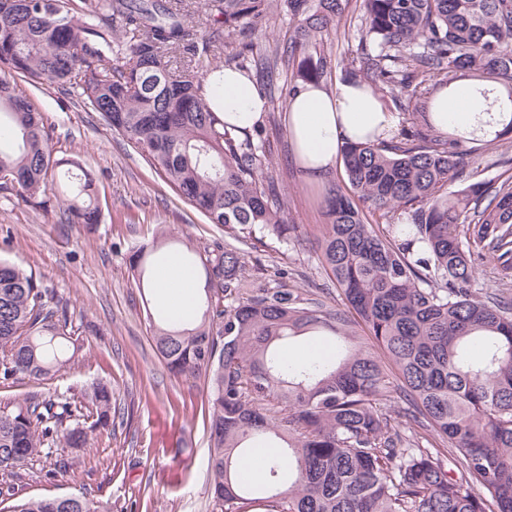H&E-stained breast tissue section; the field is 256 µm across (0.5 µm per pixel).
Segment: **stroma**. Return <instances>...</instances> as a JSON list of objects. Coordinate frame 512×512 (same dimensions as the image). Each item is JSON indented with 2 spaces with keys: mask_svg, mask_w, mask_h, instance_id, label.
Wrapping results in <instances>:
<instances>
[{
  "mask_svg": "<svg viewBox=\"0 0 512 512\" xmlns=\"http://www.w3.org/2000/svg\"><path fill=\"white\" fill-rule=\"evenodd\" d=\"M290 72L277 66L266 94L274 108L265 118L278 165L274 176L288 195L289 223L297 239L250 249L242 285L272 286L276 269H288L283 285L339 306L336 288L319 268L316 234L325 223L323 185L307 182L289 139L284 100ZM44 117L57 157L79 160L94 177L101 210L94 226L60 223L15 194L0 191V258L36 276L49 305L66 310L80 332L70 369L40 384L25 376L0 382V404L51 390L78 393L111 384L125 415L91 447L63 448L32 462L9 484L16 498L82 495L107 512H211L207 481V376H176L156 356L152 324L160 314L148 289L128 265L136 248L151 245L159 228L190 242L199 253L224 243L223 227L184 203L150 163L80 99L59 88L37 89L12 79ZM58 468L55 479L43 470Z\"/></svg>",
  "mask_w": 512,
  "mask_h": 512,
  "instance_id": "1",
  "label": "stroma"
}]
</instances>
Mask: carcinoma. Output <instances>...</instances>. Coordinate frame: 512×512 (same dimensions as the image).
Returning a JSON list of instances; mask_svg holds the SVG:
<instances>
[{
	"instance_id": "1",
	"label": "carcinoma",
	"mask_w": 512,
	"mask_h": 512,
	"mask_svg": "<svg viewBox=\"0 0 512 512\" xmlns=\"http://www.w3.org/2000/svg\"><path fill=\"white\" fill-rule=\"evenodd\" d=\"M352 0H0V68L36 88L70 87L144 153L167 184L212 224L200 321L154 326L155 352L176 375L205 373L212 512H512V296L473 288L486 266L512 287V172L475 180L462 140L429 120L428 103L460 78L507 88L512 113V0H361L363 36L344 79L401 106L395 139L346 144L349 188L330 185L318 265L345 309L280 286L240 299L245 253L269 236L286 243L288 196L269 173L261 130L236 131L202 95L221 69L224 36L266 19L295 22L255 63L284 60L290 84L332 77L324 43ZM208 29L193 32L192 5ZM186 65L172 70L171 59ZM62 166L74 187L65 222L97 224L93 178L57 159L42 115L0 80V190L48 210ZM463 188L450 192L448 184ZM138 283L148 247L129 259ZM67 312L37 279L0 260V378L53 379L76 344ZM323 343L327 356L291 362L289 343ZM399 384L390 385L386 366ZM400 400L403 417L382 410ZM112 387L57 391L0 406V475L18 476L60 448H87L119 412ZM275 448L260 484L237 459ZM9 512H100L84 496L21 499Z\"/></svg>"
}]
</instances>
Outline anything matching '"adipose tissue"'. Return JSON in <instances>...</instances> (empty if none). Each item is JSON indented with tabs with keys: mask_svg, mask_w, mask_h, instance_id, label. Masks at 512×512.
Listing matches in <instances>:
<instances>
[{
	"mask_svg": "<svg viewBox=\"0 0 512 512\" xmlns=\"http://www.w3.org/2000/svg\"><path fill=\"white\" fill-rule=\"evenodd\" d=\"M214 112L228 126L248 130L261 119L266 99L244 72L224 68L211 73L204 87ZM491 99L475 94L471 80H457L437 90L430 103L433 124L464 140L494 138L502 126L489 113ZM288 133L305 179L320 181L334 166L344 145L388 139L399 132V116L369 90L349 81L334 88L307 83L288 100ZM156 295L170 322L188 325L198 316L200 284L177 253L165 254L154 268Z\"/></svg>",
	"mask_w": 512,
	"mask_h": 512,
	"instance_id": "obj_1",
	"label": "adipose tissue"
}]
</instances>
